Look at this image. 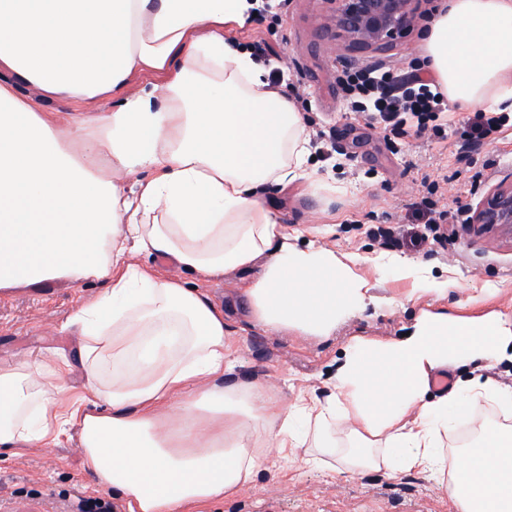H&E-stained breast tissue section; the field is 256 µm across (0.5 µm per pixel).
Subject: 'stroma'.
<instances>
[{"mask_svg":"<svg viewBox=\"0 0 512 512\" xmlns=\"http://www.w3.org/2000/svg\"><path fill=\"white\" fill-rule=\"evenodd\" d=\"M447 2L423 0L411 28L384 58L345 49L329 19L328 0H273L271 11L224 31L243 47L265 40L283 58L285 89L308 99L306 134H323V150L312 151L309 159V178L268 185L267 206L289 231L352 258L381 304L354 313L327 338L272 333L248 325L238 293L247 273L231 270L202 282L164 257L141 255L137 261L162 277L204 286L224 309L234 381H264L277 403L301 394L326 399L352 338H400L421 310L444 308L462 317L512 311V235L447 223L442 238L389 248L377 234L381 227L407 232L431 208L453 216L476 206L492 185L512 174V117L474 145L468 113L452 108L425 137L415 139L348 111L336 84L351 67L379 65L403 77L413 74L423 64L426 31ZM445 175L450 183H442ZM393 257L448 279L447 295L408 299L411 280L382 268ZM99 290L94 281L75 286L59 278L0 299V365L70 351L77 339L59 326ZM447 370L456 386L478 377L512 389L511 361L479 358L449 363ZM94 494L77 442L0 455V512H76L78 500ZM208 512H454V505L445 483L429 471L340 474L279 456L246 491L212 502Z\"/></svg>","mask_w":512,"mask_h":512,"instance_id":"stroma-1","label":"stroma"}]
</instances>
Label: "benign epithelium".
Instances as JSON below:
<instances>
[{
    "instance_id": "7a95c632",
    "label": "benign epithelium",
    "mask_w": 512,
    "mask_h": 512,
    "mask_svg": "<svg viewBox=\"0 0 512 512\" xmlns=\"http://www.w3.org/2000/svg\"><path fill=\"white\" fill-rule=\"evenodd\" d=\"M331 21L352 52L389 54L398 35L411 25L419 0H330ZM468 223L488 229H512V177L492 187L469 208Z\"/></svg>"
}]
</instances>
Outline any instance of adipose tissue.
<instances>
[{"mask_svg":"<svg viewBox=\"0 0 512 512\" xmlns=\"http://www.w3.org/2000/svg\"><path fill=\"white\" fill-rule=\"evenodd\" d=\"M261 6L0 0V297L54 278L101 287L61 325L78 338L70 354L0 366V451L78 439L92 485L128 512H206L251 486L271 444L350 474L434 470L454 512H512L511 431L482 428L453 458L439 446L460 408L512 390L472 381L427 398L433 369L512 357V314L421 311L402 338H353L327 401L276 407L262 382L226 383L223 309L135 261L249 273L251 323L276 333L329 337L376 301L353 261L300 243L263 200L266 183L306 177L310 148L287 92L224 38ZM423 52L455 107L500 111L512 0H449ZM140 72L165 82L127 92ZM53 101L61 111H44ZM74 369L78 389L64 382ZM349 416L340 453L330 423Z\"/></svg>","mask_w":512,"mask_h":512,"instance_id":"obj_1","label":"adipose tissue"}]
</instances>
